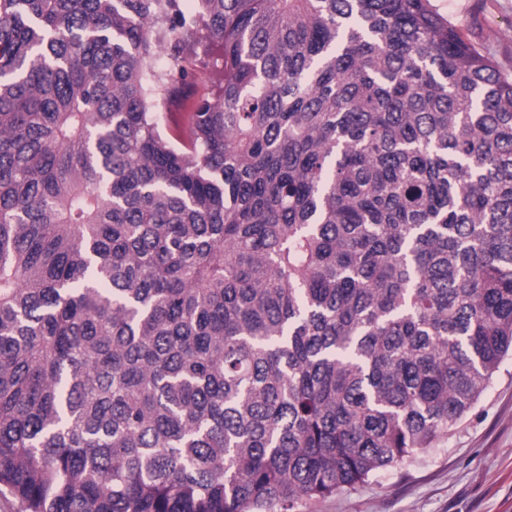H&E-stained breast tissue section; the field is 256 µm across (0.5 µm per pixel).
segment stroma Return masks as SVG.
I'll return each instance as SVG.
<instances>
[{
  "label": "stroma",
  "instance_id": "35a3bbf8",
  "mask_svg": "<svg viewBox=\"0 0 512 512\" xmlns=\"http://www.w3.org/2000/svg\"><path fill=\"white\" fill-rule=\"evenodd\" d=\"M483 54L512 72V0H432ZM192 76L190 92H213L214 57L196 44L178 61ZM293 512H512V357L494 374L476 407L428 453L387 468L356 490Z\"/></svg>",
  "mask_w": 512,
  "mask_h": 512
}]
</instances>
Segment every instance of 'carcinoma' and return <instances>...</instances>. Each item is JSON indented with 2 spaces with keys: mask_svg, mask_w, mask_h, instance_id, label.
I'll return each mask as SVG.
<instances>
[{
  "mask_svg": "<svg viewBox=\"0 0 512 512\" xmlns=\"http://www.w3.org/2000/svg\"><path fill=\"white\" fill-rule=\"evenodd\" d=\"M207 32L217 93L155 112ZM512 355V75L431 0H0V493L292 512ZM176 91L174 96L165 100L156 112H159V120L165 133H169V126L172 125V118L180 119L184 112H188L186 105L183 103L182 92L187 88H182L180 83L175 84Z\"/></svg>",
  "mask_w": 512,
  "mask_h": 512,
  "instance_id": "cac0c4a2",
  "label": "carcinoma"
}]
</instances>
